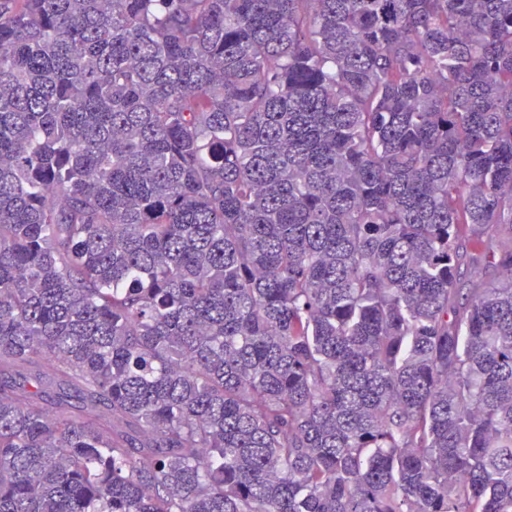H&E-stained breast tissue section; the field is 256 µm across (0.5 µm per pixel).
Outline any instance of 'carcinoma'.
<instances>
[{
  "instance_id": "1",
  "label": "carcinoma",
  "mask_w": 512,
  "mask_h": 512,
  "mask_svg": "<svg viewBox=\"0 0 512 512\" xmlns=\"http://www.w3.org/2000/svg\"><path fill=\"white\" fill-rule=\"evenodd\" d=\"M506 225L512 0H0V512H512Z\"/></svg>"
}]
</instances>
